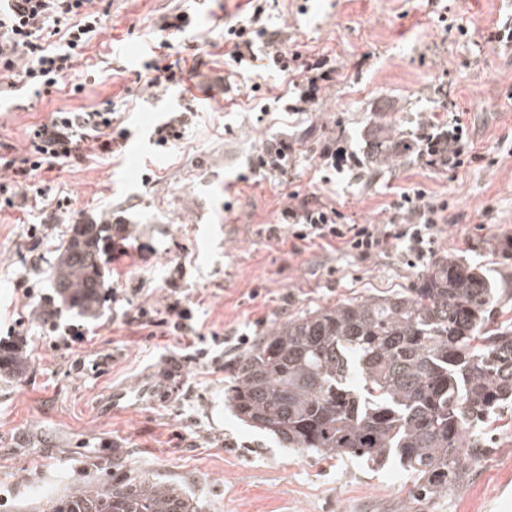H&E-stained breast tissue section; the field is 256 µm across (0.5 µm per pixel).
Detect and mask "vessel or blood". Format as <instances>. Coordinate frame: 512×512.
Instances as JSON below:
<instances>
[{"mask_svg": "<svg viewBox=\"0 0 512 512\" xmlns=\"http://www.w3.org/2000/svg\"><path fill=\"white\" fill-rule=\"evenodd\" d=\"M184 370L181 360L169 358L162 373L146 369L134 382L112 386L95 402L98 414L109 416L125 411L133 405L154 406L174 397Z\"/></svg>", "mask_w": 512, "mask_h": 512, "instance_id": "obj_1", "label": "vessel or blood"}]
</instances>
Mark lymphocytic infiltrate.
Here are the masks:
<instances>
[{"instance_id":"1","label":"lymphocytic infiltrate","mask_w":512,"mask_h":512,"mask_svg":"<svg viewBox=\"0 0 512 512\" xmlns=\"http://www.w3.org/2000/svg\"><path fill=\"white\" fill-rule=\"evenodd\" d=\"M93 2L0 0V95L11 92L19 80L37 96L60 90L100 32L103 13L94 9ZM262 14V6L254 5L249 24L225 32L230 60L244 63L247 51L264 37ZM267 58L280 72H302L306 87L300 99L305 104L314 102L320 82L331 78L330 59L325 54L302 61L297 54L276 48ZM112 123L108 109L58 110L47 122L32 126L25 149L12 156L0 153V211L14 208L21 185L33 198H44L45 173L82 158L84 151L110 153L113 144L125 137ZM288 198L276 223L269 225V236H277L284 226L304 246H337L362 259L400 241L420 256L435 240L434 216L439 207L427 202L420 190L400 196L398 207L405 211L407 222L392 219L381 226L343 223L334 207L315 204L295 191ZM125 317L152 336H182L192 330L194 322L191 305L177 296L159 308L136 305L126 310Z\"/></svg>"}]
</instances>
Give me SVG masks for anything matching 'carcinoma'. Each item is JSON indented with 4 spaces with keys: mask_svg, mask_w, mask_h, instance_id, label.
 <instances>
[{
    "mask_svg": "<svg viewBox=\"0 0 512 512\" xmlns=\"http://www.w3.org/2000/svg\"><path fill=\"white\" fill-rule=\"evenodd\" d=\"M367 163L406 159L417 143L390 105L372 106ZM75 224L58 249L53 279L62 302L81 313L105 301L110 236ZM512 278L494 279L463 259L433 261L415 285L391 297L339 303L292 318L224 367L234 416L281 448L377 466L396 458L423 497L448 492L464 462L485 454L486 429L512 409ZM24 366L0 346V373ZM54 512H198L179 486L146 476L86 485Z\"/></svg>",
    "mask_w": 512,
    "mask_h": 512,
    "instance_id": "obj_1",
    "label": "carcinoma"
}]
</instances>
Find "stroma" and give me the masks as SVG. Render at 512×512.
I'll use <instances>...</instances> for the list:
<instances>
[{
    "label": "stroma",
    "instance_id": "35a3bbf8",
    "mask_svg": "<svg viewBox=\"0 0 512 512\" xmlns=\"http://www.w3.org/2000/svg\"><path fill=\"white\" fill-rule=\"evenodd\" d=\"M246 3L113 0L89 64L77 66L83 93L31 95L22 109L0 102V140L20 150L30 126L58 109L108 103L128 131L117 157L75 163L48 181L50 197H70L68 209L29 201L0 215V326L25 317L27 361L22 373L0 376V512H51L62 493L141 474L179 485L201 512H512L511 414L497 421L499 437L478 467L448 494L425 500L414 497L413 478L397 461L374 468L277 447L224 401L225 363L289 318L406 291L443 256L480 264L494 278L512 275V265L499 263L512 245V53L486 40L512 9L505 0H265L276 44L305 57L327 51L334 70L317 100L295 114L299 91L277 70L238 72L224 59L223 23ZM177 10L206 40L187 36L168 52V61L191 70L184 86L143 89L136 73ZM254 83L263 91L247 98L243 90ZM381 98L416 138L462 120L482 161L448 169L413 155L366 171L357 163L360 133ZM190 101L197 111L183 139L158 153L156 126ZM281 138L295 147L287 172L255 178L258 156ZM328 146L335 157L324 156ZM413 187L448 204L435 216L428 259L402 247L366 260L339 251L292 255L259 233L293 190L347 221L383 224ZM89 218H119L128 228L133 254L109 262L106 289L158 304L175 281L219 342L188 348L172 336L147 338L109 301L89 319L55 304L58 328H87L81 348L50 335L21 289L51 297L58 248L72 224ZM240 334L248 344H230ZM171 356L186 361L173 400L111 418L93 412L102 391ZM100 357L109 366L92 368Z\"/></svg>",
    "mask_w": 512,
    "mask_h": 512
}]
</instances>
